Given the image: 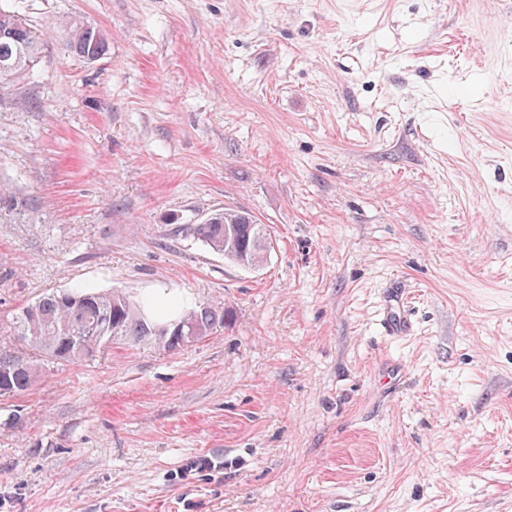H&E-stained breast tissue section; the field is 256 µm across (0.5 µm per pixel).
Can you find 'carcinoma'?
Returning a JSON list of instances; mask_svg holds the SVG:
<instances>
[{"label":"carcinoma","mask_w":512,"mask_h":512,"mask_svg":"<svg viewBox=\"0 0 512 512\" xmlns=\"http://www.w3.org/2000/svg\"><path fill=\"white\" fill-rule=\"evenodd\" d=\"M70 49L88 60L100 59L106 51L107 37L99 28L72 22L64 30ZM45 38L36 33L11 8L0 5V95L8 93L13 82L26 75L44 49ZM29 203L10 188L0 185V214L22 215ZM238 224L240 234L224 239V226ZM188 230L212 251L240 265L252 257L260 239L266 235L262 224L247 222L245 212L225 209L209 215ZM192 313L188 332L194 340L204 339L224 327L230 311L222 304H202L179 308L164 322L157 320L148 301L133 303L119 290L98 291L75 286L47 293L22 307L15 315L13 333L17 344L0 348V396L20 395L30 390L47 367L82 362L114 344L152 341L165 350L183 344L155 333L173 327ZM63 336H85L87 340L65 345Z\"/></svg>","instance_id":"cac0c4a2"}]
</instances>
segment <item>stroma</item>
<instances>
[{
    "label": "stroma",
    "instance_id": "obj_1",
    "mask_svg": "<svg viewBox=\"0 0 512 512\" xmlns=\"http://www.w3.org/2000/svg\"><path fill=\"white\" fill-rule=\"evenodd\" d=\"M15 6L50 38L0 101V346L76 285L232 316L0 397V512H512V0ZM224 208L262 267L188 232ZM66 42L70 49L89 61L100 59L106 51V34L97 27L84 23L71 22L64 30ZM29 203L10 188L0 185V217L2 213L24 215ZM408 307V295L404 291L390 293L384 298L380 325L386 336H410L413 333Z\"/></svg>",
    "mask_w": 512,
    "mask_h": 512
}]
</instances>
